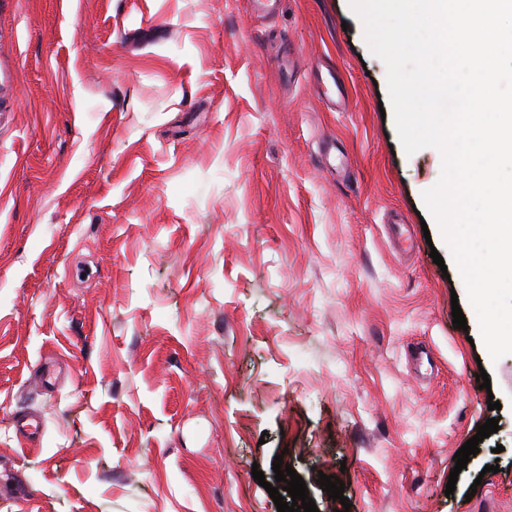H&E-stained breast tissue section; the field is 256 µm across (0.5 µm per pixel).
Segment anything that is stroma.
<instances>
[{
	"label": "stroma",
	"instance_id": "35a3bbf8",
	"mask_svg": "<svg viewBox=\"0 0 512 512\" xmlns=\"http://www.w3.org/2000/svg\"><path fill=\"white\" fill-rule=\"evenodd\" d=\"M389 102L349 0H0V512H277L278 457L319 512L322 474L349 512H512V355Z\"/></svg>",
	"mask_w": 512,
	"mask_h": 512
}]
</instances>
